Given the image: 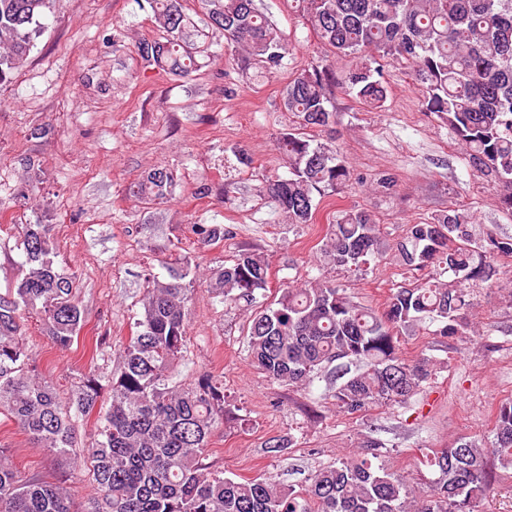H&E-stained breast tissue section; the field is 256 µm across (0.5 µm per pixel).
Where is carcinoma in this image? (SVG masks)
I'll list each match as a JSON object with an SVG mask.
<instances>
[{
    "label": "carcinoma",
    "mask_w": 512,
    "mask_h": 512,
    "mask_svg": "<svg viewBox=\"0 0 512 512\" xmlns=\"http://www.w3.org/2000/svg\"><path fill=\"white\" fill-rule=\"evenodd\" d=\"M313 30L336 59L311 62L283 92V107L297 126L277 141L289 174L272 175L259 189L288 224H309L316 198L351 179L340 152L305 136L330 130L334 89L354 93L367 107L383 108L382 63L407 65L421 86V106L446 122L482 175H496L512 210V0H302ZM160 39L139 45L147 64L188 76L213 59L208 35L182 0H151ZM205 27L264 77L277 73L288 43L255 8L254 0H201ZM50 0H0V85L10 82L45 28ZM173 175L158 168L134 188L148 200L171 193ZM458 212L410 224L390 246L397 260L423 273L401 286L383 311L352 301L331 281L316 277L299 288L283 285L269 305L268 258L238 255L216 270L213 291L224 303L256 306L247 334L252 363L278 385L303 387L323 367L345 360L358 369L332 391L336 409L360 417L384 404L404 403L432 377L428 357L411 363L399 353L400 332L428 319L435 334L463 336L469 293L446 272L488 282L512 238H477ZM199 240L226 235L218 225H194ZM16 248L26 266L16 288L0 294V415H6L49 454L79 456L89 465L95 496L85 512H481L498 493L489 459L512 465V401L496 407L494 443L482 448L466 437L433 454L439 477L412 487L375 460L382 443L361 442L355 457L317 470L295 490L271 479L238 481L205 463L212 434L224 425V386L209 374L171 384L170 365L187 353L192 274L189 262L170 280L147 281L137 331L120 352L119 371L100 366L111 354L97 345L89 369L75 378L69 397L41 377L23 341L27 318L39 317L54 345L67 348L84 326L75 272L54 260L48 225H17ZM380 226L361 209L341 212L319 248L329 270L359 269L379 258ZM98 412L96 439L75 444L78 418ZM0 512H73L67 492L18 471L0 457Z\"/></svg>",
    "instance_id": "1"
}]
</instances>
